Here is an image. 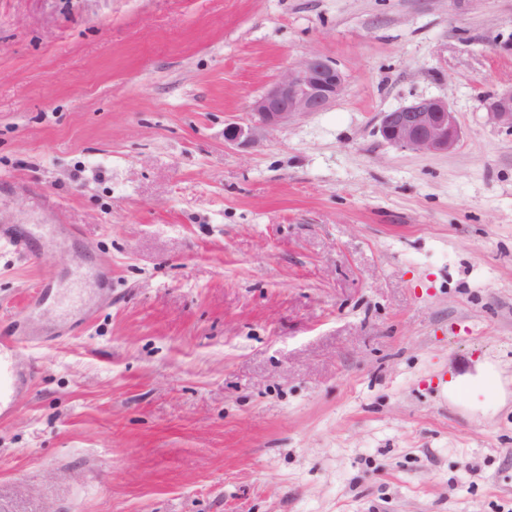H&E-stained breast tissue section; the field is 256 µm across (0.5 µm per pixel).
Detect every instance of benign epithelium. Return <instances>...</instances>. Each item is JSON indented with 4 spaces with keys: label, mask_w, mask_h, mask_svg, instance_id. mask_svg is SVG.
I'll list each match as a JSON object with an SVG mask.
<instances>
[{
    "label": "benign epithelium",
    "mask_w": 512,
    "mask_h": 512,
    "mask_svg": "<svg viewBox=\"0 0 512 512\" xmlns=\"http://www.w3.org/2000/svg\"><path fill=\"white\" fill-rule=\"evenodd\" d=\"M345 90V78L332 60L311 54L288 69L249 105L245 123L230 122L224 140L248 151L273 129L298 116L327 109ZM487 122L512 130V88L482 97ZM389 144L419 152H444L459 142L461 130L448 100L421 98L381 113L378 128Z\"/></svg>",
    "instance_id": "benign-epithelium-1"
}]
</instances>
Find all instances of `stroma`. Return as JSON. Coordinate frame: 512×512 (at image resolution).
<instances>
[{
  "instance_id": "obj_1",
  "label": "stroma",
  "mask_w": 512,
  "mask_h": 512,
  "mask_svg": "<svg viewBox=\"0 0 512 512\" xmlns=\"http://www.w3.org/2000/svg\"><path fill=\"white\" fill-rule=\"evenodd\" d=\"M312 53L343 94L225 142ZM511 86L512 0H0V226L70 235L0 242V512H512ZM425 97L457 146L385 142ZM487 122L512 130V87L482 97ZM63 224H20L19 228L0 226V240L12 244L26 256L35 255L40 248L56 243L63 235ZM96 271L87 267L77 269L72 275V296L69 301L71 312H77L78 315H84L89 312L94 305L87 303L85 299L86 292L81 288L83 281L88 276H95ZM25 341L13 334L0 335V420L8 421L18 408V399L28 392L39 366L29 359Z\"/></svg>"
}]
</instances>
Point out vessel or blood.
Listing matches in <instances>:
<instances>
[{
  "instance_id": "vessel-or-blood-1",
  "label": "vessel or blood",
  "mask_w": 512,
  "mask_h": 512,
  "mask_svg": "<svg viewBox=\"0 0 512 512\" xmlns=\"http://www.w3.org/2000/svg\"><path fill=\"white\" fill-rule=\"evenodd\" d=\"M59 224H23L4 229L0 227V240L12 244L17 251L31 256L41 248L56 243L62 235ZM89 268L77 269L72 275V296L69 301L71 311L86 314L91 305L85 299L83 281L91 276ZM26 344L20 337L10 334L0 335V420L8 421L18 408V399L28 392L39 371L34 360L25 354Z\"/></svg>"
}]
</instances>
